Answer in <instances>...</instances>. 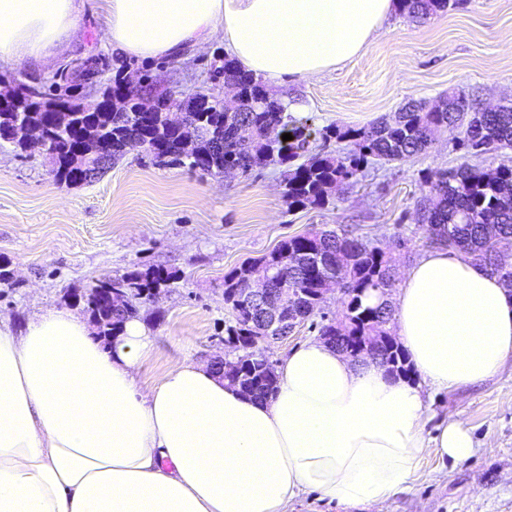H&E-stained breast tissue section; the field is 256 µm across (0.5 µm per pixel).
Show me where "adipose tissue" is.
<instances>
[{
  "mask_svg": "<svg viewBox=\"0 0 512 512\" xmlns=\"http://www.w3.org/2000/svg\"><path fill=\"white\" fill-rule=\"evenodd\" d=\"M81 0H0V61L44 68L64 52ZM396 0H101L113 54L158 58L220 39L238 67L283 84L363 54ZM393 326L426 382L455 391L512 357V287L469 255L426 253L403 278ZM139 320L111 343L52 305L0 318V512H286L306 493L351 512L383 507L429 450L462 461L463 425L426 437L419 387L321 340L276 366L266 400L183 360L154 386Z\"/></svg>",
  "mask_w": 512,
  "mask_h": 512,
  "instance_id": "1",
  "label": "adipose tissue"
}]
</instances>
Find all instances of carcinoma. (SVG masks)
Here are the masks:
<instances>
[{
  "label": "carcinoma",
  "instance_id": "carcinoma-1",
  "mask_svg": "<svg viewBox=\"0 0 512 512\" xmlns=\"http://www.w3.org/2000/svg\"><path fill=\"white\" fill-rule=\"evenodd\" d=\"M463 0H398V10L411 19L424 20L438 12L452 11ZM100 71L90 62L72 69L74 82L92 84ZM218 74L235 85L240 94V111L227 116L215 102L188 115L187 133L194 138V157L182 154L181 137L176 135L164 113L155 112L143 125L134 109L144 98L153 96L150 80L127 88L126 95L104 112H85L69 94L45 98L42 88H26L20 93L25 112H0V139L12 140L11 130L18 117L42 125L48 110L70 105L68 130L48 131L55 176L69 181L76 162L85 165L91 156H77L73 146L77 134L90 133L114 149L113 159L126 154L124 145L142 140L155 148L159 164H188L192 169L222 173L224 166L236 167L246 175L269 162L287 166L285 197L290 207L323 206L329 192L356 177L368 159L386 162L404 161L428 151L438 136L458 131V149L471 155L512 147V102L494 111L480 108L477 99L465 90L454 88L443 98L447 108L430 111L420 102L404 105L395 118L383 119L367 127H327L321 136L348 142L351 153L343 156L310 149V128L289 125L280 98L271 93L262 79L242 72L235 62L224 58ZM289 133L293 139L271 140L270 129ZM428 192L415 207L416 223L426 227L431 241L450 250L468 253L492 273L512 283V260L498 249L502 239L512 238V161L488 170L460 166L436 173L427 179ZM270 270L269 287L283 290L295 298L300 314L310 318L323 310L327 294L338 285L347 297L346 313L341 320L321 316L319 336L352 358L359 349L376 346V356L388 372L409 377L406 354L397 340L385 330L392 317L388 302L376 306L363 304L370 290L383 294L393 287L394 270L384 248L358 237L334 230L311 231L282 242L254 263L224 277V301L231 304L236 323L227 328L225 342L245 350L237 361L229 363L224 379L256 397H267L276 389V375L266 368L269 362L256 338L251 304L244 291L255 268ZM171 276L159 267L128 273L93 286L83 295L84 304L98 296L101 288L121 289L127 303L112 316L97 320L99 336L117 335L123 324L139 317L140 306L155 292L170 286Z\"/></svg>",
  "mask_w": 512,
  "mask_h": 512
}]
</instances>
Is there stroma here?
I'll list each match as a JSON object with an SVG mask.
<instances>
[{
  "instance_id": "35a3bbf8",
  "label": "stroma",
  "mask_w": 512,
  "mask_h": 512,
  "mask_svg": "<svg viewBox=\"0 0 512 512\" xmlns=\"http://www.w3.org/2000/svg\"><path fill=\"white\" fill-rule=\"evenodd\" d=\"M512 0H467L421 22L394 14L366 52L308 82L275 87L300 100L294 120L310 119L313 150L346 152L319 129L362 127L392 118L409 101L434 102L448 89L472 91L481 105L512 100ZM96 59L102 76L74 91L94 105L115 75L139 82L149 74L157 92L219 95L214 80L224 45L159 59L114 56L104 44L99 0H82L78 29L64 57L22 70L0 61V90L51 84L66 67ZM512 150L474 157L443 135L426 153L401 162L372 161L356 180L333 190L324 206L289 207L285 168L276 162L249 175H211L185 165L155 164L141 148L112 163L100 178L71 185L56 179L39 146L21 150L0 140V316L21 325L40 307L66 304L100 281L150 267L167 270L170 287L140 310L156 338L140 386L157 383L184 358L210 361L223 348L235 313L224 301V277L314 228L349 233L387 248L405 274L433 244L413 212L426 176L464 164L487 170ZM426 430L447 417L470 432L474 454L463 461L429 453L383 512H512V358L484 383L446 393L422 386Z\"/></svg>"
}]
</instances>
